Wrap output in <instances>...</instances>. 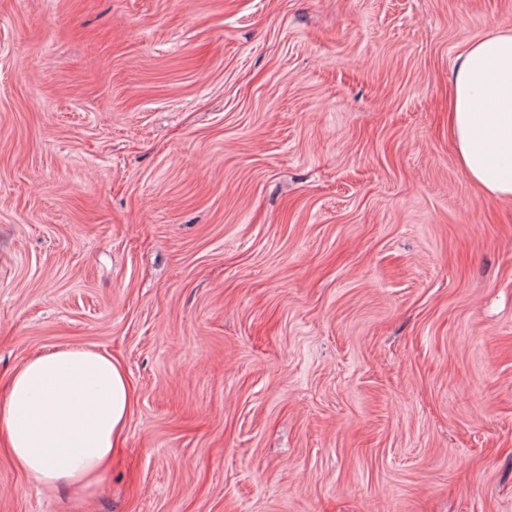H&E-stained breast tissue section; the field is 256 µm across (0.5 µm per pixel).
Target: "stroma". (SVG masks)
Wrapping results in <instances>:
<instances>
[{"instance_id": "1", "label": "stroma", "mask_w": 512, "mask_h": 512, "mask_svg": "<svg viewBox=\"0 0 512 512\" xmlns=\"http://www.w3.org/2000/svg\"><path fill=\"white\" fill-rule=\"evenodd\" d=\"M512 0H0V396L133 405L100 486L0 512H512V199L448 136Z\"/></svg>"}]
</instances>
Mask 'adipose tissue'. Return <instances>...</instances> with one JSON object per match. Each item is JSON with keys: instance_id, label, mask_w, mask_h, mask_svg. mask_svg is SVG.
<instances>
[{"instance_id": "ef3b65f1", "label": "adipose tissue", "mask_w": 512, "mask_h": 512, "mask_svg": "<svg viewBox=\"0 0 512 512\" xmlns=\"http://www.w3.org/2000/svg\"><path fill=\"white\" fill-rule=\"evenodd\" d=\"M459 166L492 199L512 198V32L468 44L448 96ZM132 405L111 356L63 348L28 359L0 398V436L37 481L86 492L101 480Z\"/></svg>"}]
</instances>
